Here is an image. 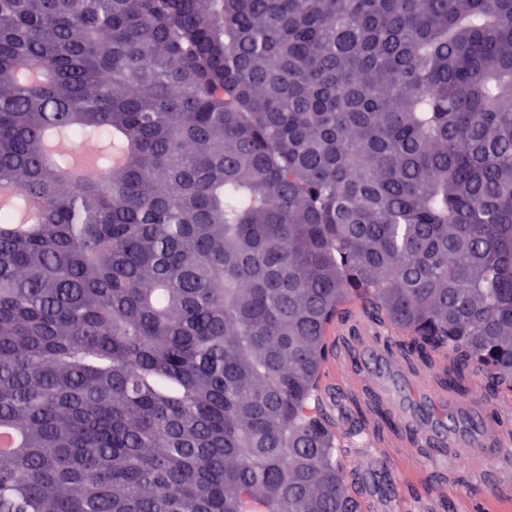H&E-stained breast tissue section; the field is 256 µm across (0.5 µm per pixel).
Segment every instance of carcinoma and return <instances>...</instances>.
Here are the masks:
<instances>
[{"instance_id": "carcinoma-1", "label": "carcinoma", "mask_w": 512, "mask_h": 512, "mask_svg": "<svg viewBox=\"0 0 512 512\" xmlns=\"http://www.w3.org/2000/svg\"><path fill=\"white\" fill-rule=\"evenodd\" d=\"M0 512H358L348 296L512 387V0H0Z\"/></svg>"}]
</instances>
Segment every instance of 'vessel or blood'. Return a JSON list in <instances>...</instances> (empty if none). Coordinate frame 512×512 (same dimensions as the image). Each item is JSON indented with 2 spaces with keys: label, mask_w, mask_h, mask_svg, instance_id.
<instances>
[{
  "label": "vessel or blood",
  "mask_w": 512,
  "mask_h": 512,
  "mask_svg": "<svg viewBox=\"0 0 512 512\" xmlns=\"http://www.w3.org/2000/svg\"><path fill=\"white\" fill-rule=\"evenodd\" d=\"M348 308L352 317L345 325L330 323L324 329L332 354L316 404L325 423L337 432L347 415L343 397L347 390H372L381 408L396 415L402 437H377L372 425L363 430L362 440L352 452L358 476L353 489L361 512H419L420 503L405 495L382 498L371 490L367 474L381 457L400 456L406 448L426 449L433 466L419 480L438 486L446 481L449 449L477 448L489 462L496 463L501 438L484 429L487 404L448 397L446 391L421 379L388 355L380 330L364 318L358 302H350Z\"/></svg>",
  "instance_id": "b4317fda"
}]
</instances>
